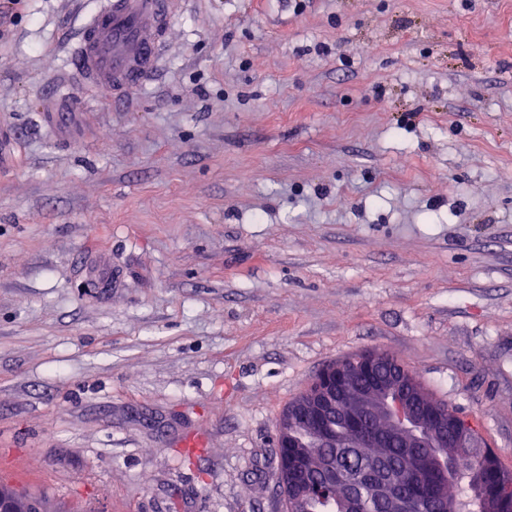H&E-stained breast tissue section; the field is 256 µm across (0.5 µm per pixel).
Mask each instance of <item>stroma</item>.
Instances as JSON below:
<instances>
[{"mask_svg": "<svg viewBox=\"0 0 512 512\" xmlns=\"http://www.w3.org/2000/svg\"><path fill=\"white\" fill-rule=\"evenodd\" d=\"M105 0L0 21V477L49 512H282L283 409L396 356L512 469V0H178L113 103Z\"/></svg>", "mask_w": 512, "mask_h": 512, "instance_id": "stroma-1", "label": "stroma"}]
</instances>
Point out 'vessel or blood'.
I'll return each instance as SVG.
<instances>
[{"label":"vessel or blood","instance_id":"b4317fda","mask_svg":"<svg viewBox=\"0 0 512 512\" xmlns=\"http://www.w3.org/2000/svg\"><path fill=\"white\" fill-rule=\"evenodd\" d=\"M172 0H107L83 26L71 60L84 84L111 93L144 83L164 44Z\"/></svg>","mask_w":512,"mask_h":512}]
</instances>
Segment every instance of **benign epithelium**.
<instances>
[{
    "label": "benign epithelium",
    "instance_id": "obj_1",
    "mask_svg": "<svg viewBox=\"0 0 512 512\" xmlns=\"http://www.w3.org/2000/svg\"><path fill=\"white\" fill-rule=\"evenodd\" d=\"M382 354L361 353L358 361L340 358L328 364L315 382L292 401L279 419L276 447L296 448V427L331 413L354 426L370 415L385 434L408 448H428L434 473L456 465L455 448L476 443L474 434L450 411L426 398L407 369L395 379L380 368Z\"/></svg>",
    "mask_w": 512,
    "mask_h": 512
}]
</instances>
